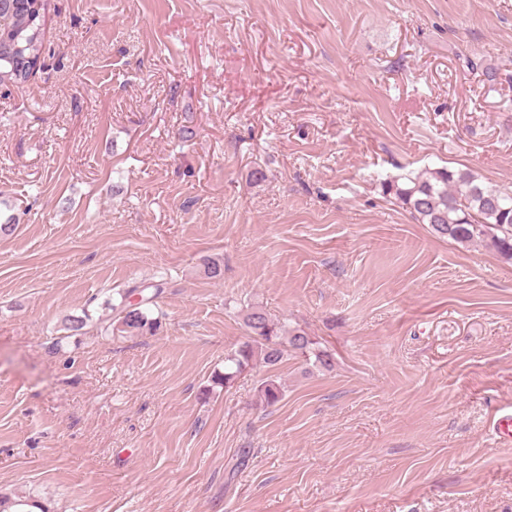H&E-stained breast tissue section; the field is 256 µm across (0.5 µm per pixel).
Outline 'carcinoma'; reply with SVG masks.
<instances>
[{
  "instance_id": "cac0c4a2",
  "label": "carcinoma",
  "mask_w": 512,
  "mask_h": 512,
  "mask_svg": "<svg viewBox=\"0 0 512 512\" xmlns=\"http://www.w3.org/2000/svg\"><path fill=\"white\" fill-rule=\"evenodd\" d=\"M47 10L48 0H0V86L20 87L29 81L43 54ZM384 191L437 236L461 245L481 244L512 261L511 190L485 186L467 169L441 167L386 181ZM160 293L158 286L151 295L141 289L138 302L117 308L113 329L129 336L156 332L160 321L153 306ZM243 322L248 339L224 357V372L213 377V384L227 388L256 363L276 366L290 356H312L321 368H332V356L304 330L290 329L258 307L246 309ZM259 394L268 406L283 397L274 380L265 381ZM28 507L41 508L40 500L0 494V512H26Z\"/></svg>"
}]
</instances>
